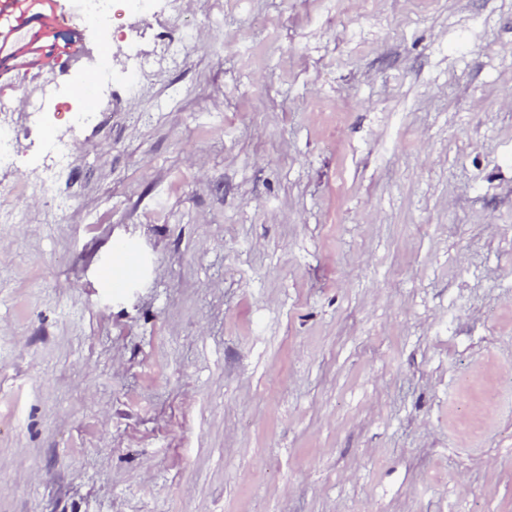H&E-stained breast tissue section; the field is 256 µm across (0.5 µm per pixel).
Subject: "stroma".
<instances>
[{"instance_id": "35a3bbf8", "label": "stroma", "mask_w": 512, "mask_h": 512, "mask_svg": "<svg viewBox=\"0 0 512 512\" xmlns=\"http://www.w3.org/2000/svg\"><path fill=\"white\" fill-rule=\"evenodd\" d=\"M72 7L0 0L1 94L76 82ZM183 8L116 0L0 213V512H512V0ZM56 85L41 87L35 93H25L23 102L28 112L36 115L39 121H44V114H52L54 118L61 115L67 122L69 130L77 129L96 123L100 113L91 108L82 98L75 96L66 102L59 103L55 98ZM44 133L47 136L46 145L49 152L43 161L40 174L37 177L39 184H45L49 181L53 170L68 159V143L62 134H59L56 127L52 124H43ZM137 267V259L134 255L129 256L128 264L125 268L107 269L106 276L112 291L122 292L128 287Z\"/></svg>"}]
</instances>
